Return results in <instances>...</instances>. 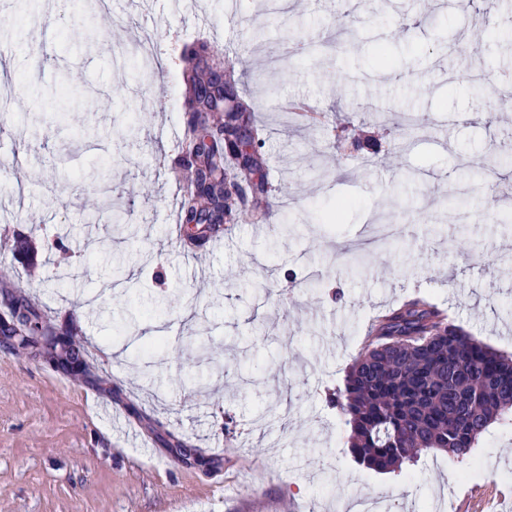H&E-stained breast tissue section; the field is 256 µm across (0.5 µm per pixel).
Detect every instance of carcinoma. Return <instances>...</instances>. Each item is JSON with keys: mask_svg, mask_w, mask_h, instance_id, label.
<instances>
[{"mask_svg": "<svg viewBox=\"0 0 512 512\" xmlns=\"http://www.w3.org/2000/svg\"><path fill=\"white\" fill-rule=\"evenodd\" d=\"M184 99L195 102L187 115L177 164L188 174L183 224H231L266 193L256 149L263 128L251 125L242 140L237 115L220 111L215 94L225 91L242 112L254 111L237 93L231 64L214 57L209 44L195 41L181 51ZM9 318L0 330L18 336L22 347L41 345L61 367L80 372L70 329L45 324L34 308L7 302ZM349 427L353 460L376 473L415 465L423 452L468 458L494 423L512 422V356L490 350L467 336L449 314L423 298L385 315L363 351L329 396Z\"/></svg>", "mask_w": 512, "mask_h": 512, "instance_id": "carcinoma-1", "label": "carcinoma"}]
</instances>
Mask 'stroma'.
Masks as SVG:
<instances>
[{
  "label": "stroma",
  "mask_w": 512,
  "mask_h": 512,
  "mask_svg": "<svg viewBox=\"0 0 512 512\" xmlns=\"http://www.w3.org/2000/svg\"><path fill=\"white\" fill-rule=\"evenodd\" d=\"M200 3L202 32L170 0H0L14 63L0 82L12 160L0 168L12 217L0 221V303L20 295L70 326L88 364L71 375L0 335V512H462L512 494L510 423L469 458L425 452L378 474L352 462L327 402L372 319L417 294L512 354V223L484 210L493 196L512 213V169L494 162L512 116L472 90L483 73L512 84V48L470 50L475 32H512V0H381L368 15L354 0ZM200 38L234 62L272 176L267 207L221 239L173 241L180 51ZM382 43L394 65L377 59ZM406 112L417 127L395 128ZM340 115L376 146L337 148ZM402 137L410 148L387 157ZM342 200L340 219L321 223ZM20 235L32 265L16 256ZM57 235L67 252L51 248ZM150 339L161 346L147 356Z\"/></svg>",
  "instance_id": "stroma-1"
}]
</instances>
